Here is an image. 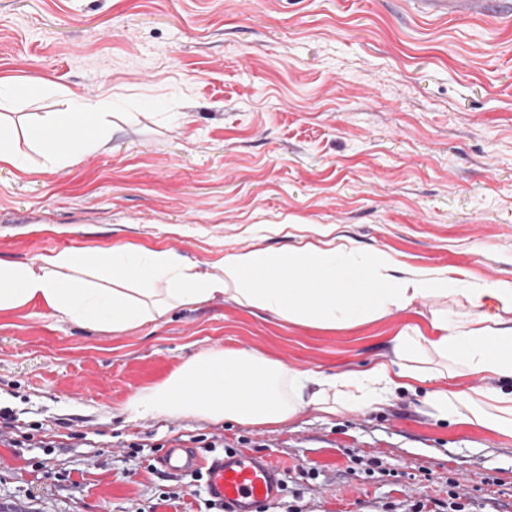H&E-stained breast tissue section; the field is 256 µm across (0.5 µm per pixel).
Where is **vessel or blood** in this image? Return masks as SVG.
<instances>
[{"label":"vessel or blood","instance_id":"vessel-or-blood-1","mask_svg":"<svg viewBox=\"0 0 512 512\" xmlns=\"http://www.w3.org/2000/svg\"><path fill=\"white\" fill-rule=\"evenodd\" d=\"M449 12L474 15L493 12V0H447ZM158 464L172 476L201 471L209 500L223 512H265L279 497L285 477L264 453L235 452L201 460L191 449L174 444L166 448Z\"/></svg>","mask_w":512,"mask_h":512}]
</instances>
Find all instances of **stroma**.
I'll use <instances>...</instances> for the list:
<instances>
[{
  "mask_svg": "<svg viewBox=\"0 0 512 512\" xmlns=\"http://www.w3.org/2000/svg\"><path fill=\"white\" fill-rule=\"evenodd\" d=\"M0 98L29 167L0 163V259L171 249L218 272L225 250L322 236L456 279L354 328L279 320L224 299L115 335L40 304L0 312V512H202L174 443L265 452L287 471L268 512H512V428L441 418L395 389L373 409L305 406L278 425L121 410L206 349L341 374L393 357L463 289L512 280V28L424 0H0ZM72 92L112 100L109 141L52 167L26 136Z\"/></svg>",
  "mask_w": 512,
  "mask_h": 512,
  "instance_id": "35a3bbf8",
  "label": "stroma"
}]
</instances>
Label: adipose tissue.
Returning <instances> with one entry per match:
<instances>
[{"label": "adipose tissue", "instance_id": "1", "mask_svg": "<svg viewBox=\"0 0 512 512\" xmlns=\"http://www.w3.org/2000/svg\"><path fill=\"white\" fill-rule=\"evenodd\" d=\"M64 111L29 129L51 164H74L103 146L112 107L108 98L71 95ZM446 273L401 270L385 251L306 242L285 252L264 248L225 251L212 273L168 249L88 255L63 250L38 262L0 260V312L43 304L52 317L119 334L157 320L169 310L223 297L278 319L323 329L355 327L448 294ZM466 295L474 320L452 321L434 312L432 335L406 328L394 339V360L345 374L288 367L245 349L204 350L161 383L137 392L124 406L130 422L185 417L279 424L305 405L336 401L366 410L384 403L398 381L433 382L425 400L440 414L481 427L512 424V281L474 285ZM482 376L490 387L469 394L449 389L460 373Z\"/></svg>", "mask_w": 512, "mask_h": 512}]
</instances>
